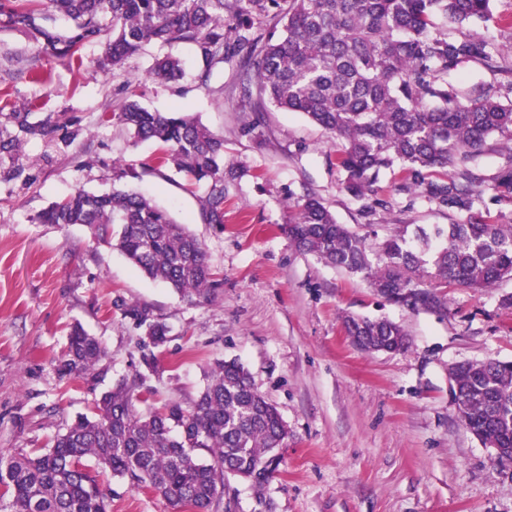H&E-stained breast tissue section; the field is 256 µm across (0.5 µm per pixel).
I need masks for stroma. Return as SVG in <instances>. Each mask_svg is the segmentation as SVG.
<instances>
[{
    "mask_svg": "<svg viewBox=\"0 0 512 512\" xmlns=\"http://www.w3.org/2000/svg\"><path fill=\"white\" fill-rule=\"evenodd\" d=\"M0 48L19 56L17 75L0 93V131L20 145L0 154V450L46 452L78 416L92 415L102 392L138 373L149 405H190L215 361L234 359L290 435L262 497L230 479L231 512H512V471L495 469L491 449L461 421L448 377L458 362L512 360V307L501 303L512 279L479 292L442 284L436 293L445 308L412 311L297 250L280 227L309 193L339 223L368 231L360 202L340 188L333 138L297 112L242 111L243 80L232 65L201 87L189 45L173 44L184 77L168 85L143 77L152 47L116 74L97 68V44L85 48L78 69L46 57L20 32H0ZM32 70L46 71L47 81H30ZM129 77L139 80L146 107L199 118L223 135L227 159L247 167L228 189L223 232L200 219L203 188L151 173L155 143L135 140L118 122L101 123L102 103L119 104ZM27 102L35 105L30 123L50 122L53 135L13 122V108ZM118 163L136 178L116 179ZM394 181L388 173L377 185L392 202L378 236L392 224L450 223L434 205L393 194ZM117 183L152 198L205 243L216 278L209 300L188 301L149 279L84 226L34 221L75 188L107 191ZM136 304L167 326L164 346L153 348L123 317V307ZM348 315L402 324L409 347L359 351L344 332ZM76 323L107 355L93 376L63 378L56 359ZM150 356L153 372L144 363ZM96 475L111 490V512H171L150 491L101 468Z\"/></svg>",
    "mask_w": 512,
    "mask_h": 512,
    "instance_id": "1",
    "label": "stroma"
}]
</instances>
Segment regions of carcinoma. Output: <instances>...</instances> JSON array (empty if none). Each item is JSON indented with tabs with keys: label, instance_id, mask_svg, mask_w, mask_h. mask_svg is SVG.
<instances>
[{
	"label": "carcinoma",
	"instance_id": "obj_1",
	"mask_svg": "<svg viewBox=\"0 0 512 512\" xmlns=\"http://www.w3.org/2000/svg\"><path fill=\"white\" fill-rule=\"evenodd\" d=\"M496 0H0V31L29 35L52 58L83 65V49L99 42L97 65L114 71L145 47L193 46L199 81L233 64L246 76L242 110L275 107L298 112L336 139L341 188L362 212L391 210L377 196L380 175L394 167L393 192L423 198L439 210L467 214L452 224H398L378 244L379 261L364 235L337 222L315 196L293 205L282 227L291 244L366 280L388 301L412 310L444 302L427 290L440 280L482 291L512 279V224L487 219L477 173L490 138L512 151V39L496 42L479 29L494 20ZM442 18L453 28L442 29ZM478 62L506 74L500 91L456 85L460 65ZM147 77L158 84L183 77L179 57L159 54ZM467 102H462L461 98ZM30 109L12 118L31 133ZM139 141L160 145L154 170L205 186L202 223L224 230L227 185L246 172L225 159L224 137L183 112L142 106L132 89L103 106ZM38 224H81L120 251L141 273L189 301L207 299L215 281L203 242L185 224L140 193L112 187L75 189L38 212ZM158 347L166 326L145 305L123 310ZM347 336L359 349L403 351L410 340L386 319L348 317ZM105 356L102 344L76 325L57 360L62 377H85ZM460 419L493 451L499 469L512 465V361H468L449 372ZM142 376L102 393L93 416H80L35 456L0 451V487L10 512H109L110 490L83 460L163 498L173 512H216L228 479L247 482L256 496L277 471L288 426L234 360L219 361L193 403L169 402L145 411ZM207 453L210 459L201 458Z\"/></svg>",
	"mask_w": 512,
	"mask_h": 512
}]
</instances>
